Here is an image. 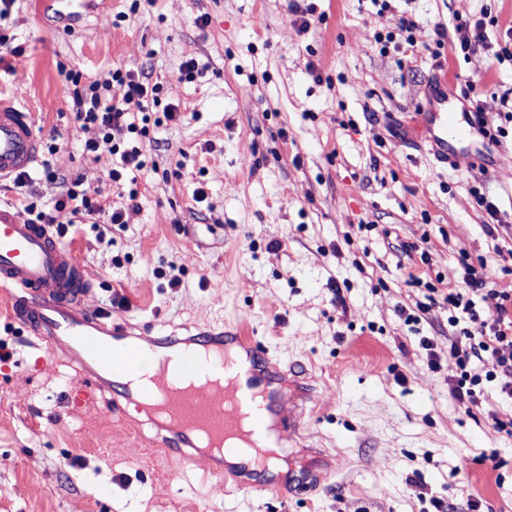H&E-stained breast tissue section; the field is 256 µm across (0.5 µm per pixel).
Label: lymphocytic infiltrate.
I'll return each mask as SVG.
<instances>
[{
	"label": "lymphocytic infiltrate",
	"mask_w": 512,
	"mask_h": 512,
	"mask_svg": "<svg viewBox=\"0 0 512 512\" xmlns=\"http://www.w3.org/2000/svg\"><path fill=\"white\" fill-rule=\"evenodd\" d=\"M484 18L461 20L448 28L438 24L434 27L437 40L454 37L455 45L463 55L477 50L492 51L496 60L512 61V29L498 45L488 43ZM120 85L122 94H111L112 85ZM63 87L72 100L76 120L82 124L97 126V139L86 141L84 153L94 159H108V178L113 186L123 189L130 208H137L139 192L126 185L127 176L142 171L148 164L145 144L150 138L151 128L179 117L176 107H166L162 115H155L158 103V87L141 74L131 70L115 69L107 79L83 83L80 73L68 71L63 78ZM124 130L134 134L128 147L113 143L112 133ZM24 212L36 213L41 224H55L61 233H68L78 224L95 219L102 211L96 194L84 190L80 179L71 180L69 186L51 202L48 210L35 211L33 205L23 207ZM463 285L449 290L443 297L450 316L448 323L454 327L456 338L448 350V360L457 369V375L449 385V394L458 403L477 404L485 384L493 383L498 388L502 401H512V289H498L500 304L496 315H482L477 300L487 292L491 281L484 266L470 263L463 266ZM492 358L495 370L477 372V363Z\"/></svg>",
	"instance_id": "lymphocytic-infiltrate-1"
}]
</instances>
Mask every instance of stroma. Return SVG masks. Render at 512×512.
Instances as JSON below:
<instances>
[{"label":"stroma","instance_id":"35a3bbf8","mask_svg":"<svg viewBox=\"0 0 512 512\" xmlns=\"http://www.w3.org/2000/svg\"><path fill=\"white\" fill-rule=\"evenodd\" d=\"M312 2L317 21L302 33L290 0H96L75 17L62 0H15L7 32L18 52L0 91L33 109L40 137L61 134L53 169L101 188L107 213L125 200L107 161L82 155L99 132L74 120L60 72L94 81L123 68L159 84L160 105L180 117L153 133L139 210L122 224L105 213L70 243L94 281L83 305L147 336L246 328L310 384L303 404L284 401L283 416H304L280 441L290 462L330 477L282 497L204 478L201 456L170 466L131 406L109 415L72 402L65 356L0 304L11 354L0 363V512H434L435 497L452 512L473 500L512 512V440L488 419L512 405L493 390L469 409L451 399L448 307L416 308L429 283L462 287L466 261L512 283V139L452 141L443 160L421 120L441 85L449 104L469 88L488 115L499 111L511 62L430 45L435 24L483 8L500 39L512 0ZM410 15L412 46L398 34ZM376 32L395 39L380 49ZM191 58L202 73L183 71ZM487 190L501 218L491 234L477 201ZM412 242L420 252H405ZM414 475L421 486L408 484Z\"/></svg>","mask_w":512,"mask_h":512}]
</instances>
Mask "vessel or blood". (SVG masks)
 I'll list each match as a JSON object with an SVG mask.
<instances>
[{
    "label": "vessel or blood",
    "mask_w": 512,
    "mask_h": 512,
    "mask_svg": "<svg viewBox=\"0 0 512 512\" xmlns=\"http://www.w3.org/2000/svg\"><path fill=\"white\" fill-rule=\"evenodd\" d=\"M34 114L17 97L0 95V181L29 174L40 156ZM433 151L449 140L473 138L468 112L439 102L427 115ZM94 286L78 255L48 225L34 224L0 203V291L11 314L36 339L67 351L81 388L77 401L103 402L108 411L132 403L156 430V443L173 462L196 456L199 438L221 442L208 471L237 480L257 494L295 492L294 481L273 473L265 456L269 422L282 393L273 385L268 353L249 337L202 332L144 338L112 324L107 312L88 313L82 301ZM152 355L151 384L133 383L143 355Z\"/></svg>",
    "instance_id": "vessel-or-blood-1"
}]
</instances>
